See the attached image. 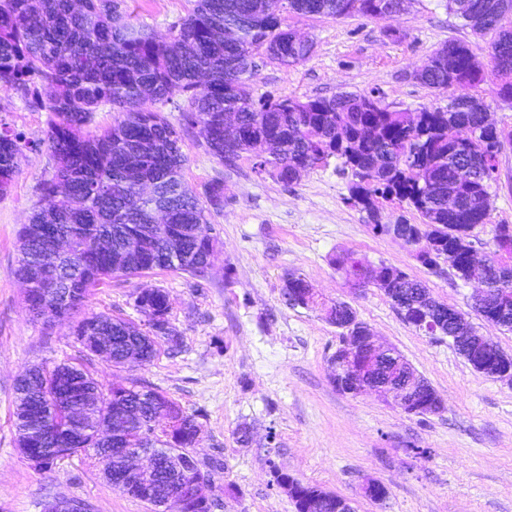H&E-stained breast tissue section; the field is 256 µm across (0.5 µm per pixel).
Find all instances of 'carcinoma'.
Segmentation results:
<instances>
[{
	"instance_id": "obj_1",
	"label": "carcinoma",
	"mask_w": 512,
	"mask_h": 512,
	"mask_svg": "<svg viewBox=\"0 0 512 512\" xmlns=\"http://www.w3.org/2000/svg\"><path fill=\"white\" fill-rule=\"evenodd\" d=\"M384 0H286V9L302 15L336 19L355 16L382 19ZM124 0H0V88L14 91L32 106L49 112L47 148L53 173L40 187V200L30 221L19 232L15 277L26 284L29 302L41 304L40 316L67 326L81 345L79 361L53 367L34 365L15 394L28 393L26 411L35 430L51 409V442L31 453L42 466L83 455L110 474L108 482L124 491L112 474L116 462L74 441L72 407L90 414L85 428L119 426L124 409L112 395L125 392L114 385L103 392L89 364L95 359L91 338L108 344L107 362L117 359L127 342L145 350L146 362L158 353L157 339L171 349L179 338L169 327L170 302L159 288L136 292L158 317L154 338L149 330L96 313L76 318L80 307L107 279L138 276L146 271L175 270L203 279L215 238L207 214L224 209V188L211 184L205 199L188 187L182 175L187 157L182 138L164 115L171 105L182 112L186 127L196 131L207 150L230 162L240 153L264 145L257 167L283 183L296 181L302 171L330 158L341 160L351 174L349 199L362 205L383 233L379 220L382 200L405 202L419 212L421 224H396L414 241H433L435 252L450 254L451 268L478 270L493 290L490 301L474 307L488 322L512 331V289L499 293L497 283L512 276V225L494 224V250L481 252L468 240V231L486 225L492 210L491 182L496 180L497 155L489 140L499 134L477 105L473 90L483 81L474 74L476 59L467 44L450 42L437 49L420 72L426 87L448 94L446 107L397 112L376 103L371 93L333 98L255 101L246 85L253 75L252 58L263 49L284 65L310 56L313 42L293 40L284 19L267 12V0H197L187 17L158 36L132 20ZM448 10L474 33L493 35V71L498 97L512 95V0H448ZM454 56L448 67V56ZM107 106L116 112L114 124L102 133L90 126L94 114ZM237 120L234 139L224 141V122ZM21 138L0 127V194L8 191L18 171ZM466 163L478 172L470 186L456 182L454 168ZM150 187L166 198L167 237L159 241L139 231L155 221ZM54 229L68 241L69 255L55 254ZM336 270L354 286L374 284L387 289L403 321L410 324V303L422 299L427 287L401 269L374 266L351 253L336 257ZM64 278L71 303L62 306L46 289L51 273ZM284 292L293 307L314 304L306 280L288 276ZM433 335L457 331L454 316L438 313ZM471 338L457 346L475 366L502 353L488 348L469 329ZM387 383L404 380V366L383 362L374 370ZM144 399L166 408L180 420L179 437L164 438L167 450L191 447L200 429L164 392L146 384ZM296 512H338V499L326 494L307 502L294 501Z\"/></svg>"
}]
</instances>
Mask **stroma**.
I'll return each instance as SVG.
<instances>
[{
	"label": "stroma",
	"instance_id": "stroma-1",
	"mask_svg": "<svg viewBox=\"0 0 512 512\" xmlns=\"http://www.w3.org/2000/svg\"><path fill=\"white\" fill-rule=\"evenodd\" d=\"M126 3L134 20L161 36L195 7V0ZM285 25L312 41L313 51L290 67L258 52L248 85L253 99L370 92L397 111L443 106L447 95L421 84L415 73L436 49L461 41L484 68L478 96L498 126L512 128V105L497 96L490 36L449 14L447 0H407L386 20L289 13ZM167 117L182 134L186 184L200 194L212 183L224 186L223 210L208 216L216 239L212 266L203 280L157 271L94 290L82 314L106 313L142 327L148 317L134 305L136 291L164 289L170 327L181 341L175 350L160 342L147 365L94 360L101 389L145 382L196 415L198 458L224 462L211 475V512H295L272 482L275 466L347 498L355 512H512V384L475 371L447 337L408 325L381 289L352 288L332 259L354 252L371 264L400 268L425 283L434 299L471 316L483 336L512 355V332L473 314L478 281L459 280L445 263L423 266L412 248L375 234L368 213L346 200L340 160L286 184L258 172L252 152L222 163L185 128L180 112ZM48 121L47 112L0 89V123L24 143L20 170L0 195V512H45L59 498L86 501L92 512H149L146 503L113 489L90 460L73 457L31 469L16 440L17 378L35 364L77 358L79 348L66 327L31 314L13 274L18 231L53 164L44 143ZM497 176L490 221L512 224V144L498 155ZM291 272L305 277L314 305L286 303ZM339 301L429 382L443 403L439 413L410 415L375 393L352 397L336 389L330 358L339 331L326 312ZM244 426L251 433L245 443L238 439ZM370 479L387 486L383 502L363 495Z\"/></svg>",
	"mask_w": 512,
	"mask_h": 512
}]
</instances>
